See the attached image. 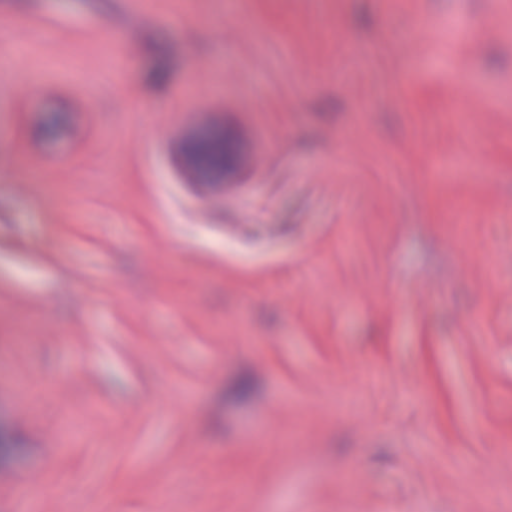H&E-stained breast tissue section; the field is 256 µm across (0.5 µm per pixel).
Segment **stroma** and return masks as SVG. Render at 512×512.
I'll list each match as a JSON object with an SVG mask.
<instances>
[{
  "label": "stroma",
  "instance_id": "35a3bbf8",
  "mask_svg": "<svg viewBox=\"0 0 512 512\" xmlns=\"http://www.w3.org/2000/svg\"><path fill=\"white\" fill-rule=\"evenodd\" d=\"M0 426V512H512V0H0ZM192 161L198 170H223L228 164V153L224 141L204 144L197 147L192 154Z\"/></svg>",
  "mask_w": 512,
  "mask_h": 512
}]
</instances>
